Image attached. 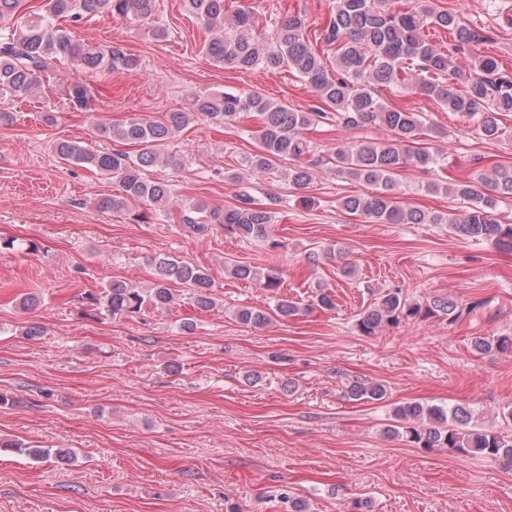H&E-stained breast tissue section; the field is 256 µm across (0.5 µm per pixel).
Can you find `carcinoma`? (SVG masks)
<instances>
[{
    "mask_svg": "<svg viewBox=\"0 0 512 512\" xmlns=\"http://www.w3.org/2000/svg\"><path fill=\"white\" fill-rule=\"evenodd\" d=\"M156 0H46L44 8L17 16L19 0H0V87L19 97L35 95L42 86L41 74L53 62L67 61L91 71L137 72V62L119 47H99L76 41L71 31L60 25L66 19L79 26L98 13L136 21L149 20ZM186 11L206 30L221 34L203 46L213 62L238 71L258 68H286L310 84L323 104L300 112L274 103L258 92L234 90L193 93L189 108L167 112L159 118L134 116L120 123L98 127L99 136L136 147V153L112 149L93 150L82 141L60 140L54 146L66 164L116 180L117 193L97 200V208L120 212L134 224L154 214L177 217L191 234L203 240L221 228L241 240L263 243L270 252L283 247L272 233L273 207L255 201L248 192L240 194L238 205L224 210L199 202L173 200L172 185L150 177V169L161 164L175 170L181 160L166 153L168 143L192 123L204 119L218 125L238 124L257 117L258 146L245 156L243 166L251 172H276L288 164V179L298 188L311 184L327 154L320 152L307 132L315 125L334 122L343 128H378L389 133L383 140L336 147L331 159L336 172L373 187L366 194L340 199L348 213L381 224H446L454 234L486 241L501 250L512 251V224L500 223L495 215L499 202L512 201V165L497 163L491 173L475 181L448 183L447 179L428 185L433 191L451 193L465 203L461 213L440 214L404 207L394 194L395 177L404 168L429 171L439 164V155L421 146L426 137L422 113L412 108H391L374 98L378 87L404 83L415 77V89L438 100L450 112L476 120L478 134L486 140L504 135L500 116L512 112V76L491 55L475 57L471 73L463 76L451 56L430 43L429 29L449 33L454 49L469 47L476 35L456 13L431 10L426 6L397 9L389 0H336V7L319 33V39L334 51L336 70L327 64L308 37L304 14L287 12L271 35L259 29V16L240 6L228 11L226 0H184ZM67 96L73 109L91 110L93 96L87 86L69 87ZM157 278L143 288L122 280L110 281L98 294H85L91 310H104L113 318L132 317L147 309L169 310L185 301L200 310L216 306L214 282L208 271L169 256L154 259ZM225 272L249 281L275 296V305L262 309L240 306L237 321L260 328L277 318L281 321L305 311L301 304L280 293L282 280L276 268L260 271L245 264L225 267ZM181 286L180 290L171 285ZM477 305L453 299L432 298L410 301L399 289L378 292L374 304L356 322L358 331L374 336L387 326H397L416 318L443 316L456 325L476 311ZM474 349L482 354L512 350V336L477 337ZM388 390L380 382L356 379L345 395L354 401L378 402ZM499 427L485 426L474 419L465 405L444 407L408 401L393 408L386 433L417 448H440L455 456L472 457L488 463L512 467V406L499 413ZM0 448H9L33 459L51 456L72 460L69 449L54 451L0 438Z\"/></svg>",
    "mask_w": 512,
    "mask_h": 512,
    "instance_id": "carcinoma-1",
    "label": "carcinoma"
}]
</instances>
